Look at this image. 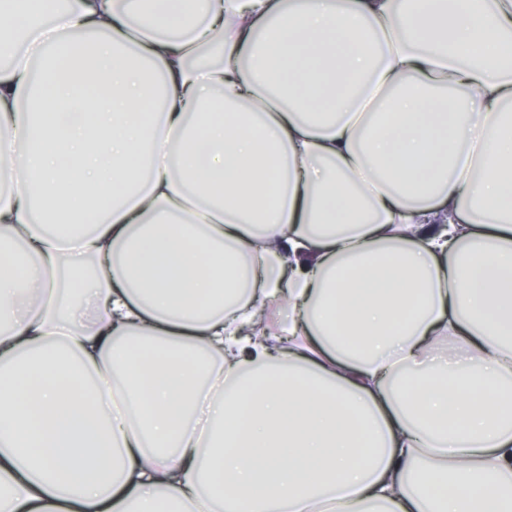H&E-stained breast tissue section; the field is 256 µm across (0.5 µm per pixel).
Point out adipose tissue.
I'll return each instance as SVG.
<instances>
[{"label":"adipose tissue","mask_w":512,"mask_h":512,"mask_svg":"<svg viewBox=\"0 0 512 512\" xmlns=\"http://www.w3.org/2000/svg\"><path fill=\"white\" fill-rule=\"evenodd\" d=\"M185 4L0 0V512H512V0Z\"/></svg>","instance_id":"obj_1"}]
</instances>
